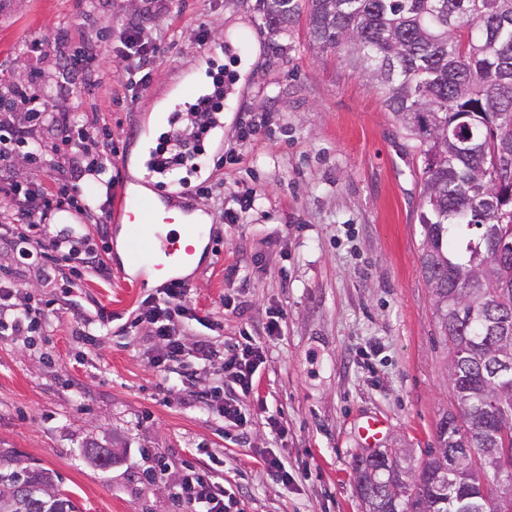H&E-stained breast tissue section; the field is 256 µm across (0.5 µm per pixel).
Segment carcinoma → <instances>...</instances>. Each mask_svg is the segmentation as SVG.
<instances>
[{
    "mask_svg": "<svg viewBox=\"0 0 512 512\" xmlns=\"http://www.w3.org/2000/svg\"><path fill=\"white\" fill-rule=\"evenodd\" d=\"M272 33L306 17L309 44L367 71L387 110L415 140L420 163L423 276L448 347L460 405L439 422V451L421 483L392 465L368 481L378 450L356 460L366 512H500L512 475L466 483L448 449H512V0H257ZM10 512H79L71 491L17 460L0 469Z\"/></svg>",
    "mask_w": 512,
    "mask_h": 512,
    "instance_id": "carcinoma-1",
    "label": "carcinoma"
}]
</instances>
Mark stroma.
Listing matches in <instances>:
<instances>
[{
  "label": "stroma",
  "instance_id": "35a3bbf8",
  "mask_svg": "<svg viewBox=\"0 0 512 512\" xmlns=\"http://www.w3.org/2000/svg\"><path fill=\"white\" fill-rule=\"evenodd\" d=\"M143 0H101L99 17L82 0H0V80L25 75L29 47L64 37L96 51L100 79L91 91L55 96L57 118L79 110L97 149L115 144V192L136 186L139 146L158 109L183 95L199 72L237 75L224 101L221 132L208 135L199 163H186L180 188L153 189L167 206L208 214L212 250L190 275L193 297L216 323L219 349L241 341L247 325L280 310L278 335L261 337L267 357L256 372L246 427L160 393L154 351L131 312L148 295L144 271L116 263L117 211L70 208L73 226L96 236L109 274L60 260L52 282L18 237L0 244V267L52 303L41 324L0 334V464L14 460L52 473L81 512H175L169 489L190 468L222 464L224 485L239 491L242 512H364L354 480L359 437L369 417L384 423L380 447L415 468L437 448L436 428L456 402L448 386V350L420 268V175L413 140L374 92L367 74L340 55L309 45L305 22L240 37L260 27L256 0H175L147 23L161 42L147 89L118 88L120 41ZM258 133L239 140L242 126ZM254 189L241 223L224 213ZM247 278L229 285L224 270ZM236 306H225V295ZM286 428L273 436L267 421ZM112 449L97 465L90 444ZM287 458L294 479L277 482L268 453ZM163 459V481L143 480Z\"/></svg>",
  "mask_w": 512,
  "mask_h": 512
}]
</instances>
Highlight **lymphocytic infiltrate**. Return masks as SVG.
Listing matches in <instances>:
<instances>
[{
	"mask_svg": "<svg viewBox=\"0 0 512 512\" xmlns=\"http://www.w3.org/2000/svg\"><path fill=\"white\" fill-rule=\"evenodd\" d=\"M160 52V45L145 37L139 26L126 27L120 55L125 62L121 82L127 89L146 87L152 79V65ZM99 71L95 54L81 51L68 55L55 84L57 93L73 92L76 83L93 85ZM37 69H30L26 76L15 79L19 93L11 99L0 101V197L8 201L13 221L25 228L32 240L47 237L50 223L64 206L72 205L68 192L40 194L23 187L15 169L22 164L42 167L43 156L26 150L29 129L44 127L50 138L71 148L70 177L81 180L86 174L106 173L112 166L110 153H102L97 159L87 160L88 134L77 118L61 121L50 118L43 94L38 93L35 81ZM51 237V236H48ZM50 248L44 249L47 265H54L63 257L76 258L87 265L97 260L96 249L87 234L71 228L51 237ZM46 309L32 303L10 272L0 271V333L22 332L31 324L44 320ZM135 324L146 326L148 339L156 350L154 364L163 369L169 363L178 362L185 368L213 362L216 352L210 341L197 335V327L214 328L210 314L199 309L187 284L170 283L157 294L146 296L138 305ZM223 369L236 386L232 399L220 398L204 391H186L189 405L203 406L213 415L245 426L243 403L253 394L255 374L263 361L261 347L247 343L225 350ZM172 498L178 512H233L237 502L234 491L225 488L223 482L209 470L191 469L174 485Z\"/></svg>",
	"mask_w": 512,
	"mask_h": 512,
	"instance_id": "f902f5d3",
	"label": "lymphocytic infiltrate"
}]
</instances>
